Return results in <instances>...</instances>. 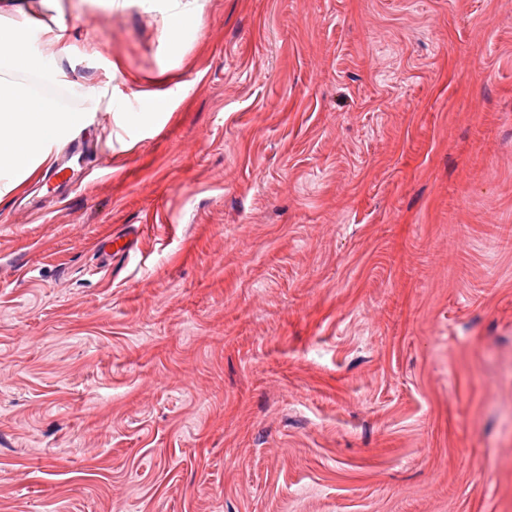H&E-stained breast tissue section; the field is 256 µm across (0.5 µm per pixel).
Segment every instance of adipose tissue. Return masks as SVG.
<instances>
[{"label":"adipose tissue","instance_id":"1","mask_svg":"<svg viewBox=\"0 0 512 512\" xmlns=\"http://www.w3.org/2000/svg\"><path fill=\"white\" fill-rule=\"evenodd\" d=\"M163 19L170 40L201 21L207 0H163ZM0 9V198L21 192L48 169L54 157L51 138L65 135L80 121L50 99L32 94L20 81L22 73L38 68L21 31L6 21Z\"/></svg>","mask_w":512,"mask_h":512}]
</instances>
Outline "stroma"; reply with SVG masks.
<instances>
[{
  "mask_svg": "<svg viewBox=\"0 0 512 512\" xmlns=\"http://www.w3.org/2000/svg\"><path fill=\"white\" fill-rule=\"evenodd\" d=\"M60 6L91 172L0 199V512H512V0ZM163 19L171 42L186 29L201 21L207 0H163Z\"/></svg>",
  "mask_w": 512,
  "mask_h": 512,
  "instance_id": "1",
  "label": "stroma"
}]
</instances>
